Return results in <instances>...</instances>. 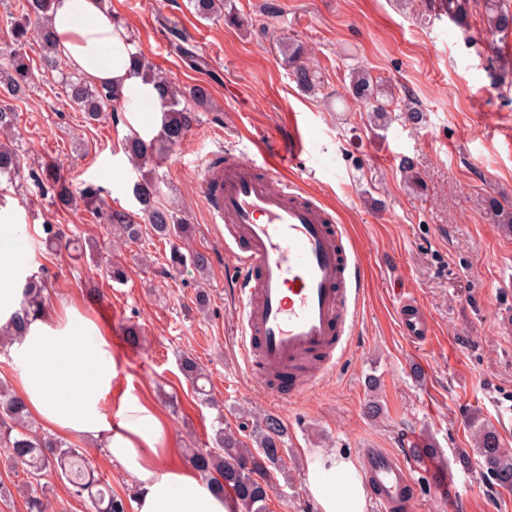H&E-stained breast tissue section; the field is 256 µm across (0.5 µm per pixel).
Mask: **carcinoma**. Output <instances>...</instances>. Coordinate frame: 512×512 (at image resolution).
<instances>
[{"instance_id":"cac0c4a2","label":"carcinoma","mask_w":512,"mask_h":512,"mask_svg":"<svg viewBox=\"0 0 512 512\" xmlns=\"http://www.w3.org/2000/svg\"><path fill=\"white\" fill-rule=\"evenodd\" d=\"M53 0H25L22 9L25 15L35 16L38 26L32 30L27 21H14L10 26V36L14 45L23 47L32 38H37L44 50V63L56 68L60 61L53 53V38L49 28V11ZM197 15L204 19L224 15L238 24L241 22L232 0H194ZM488 28L503 36L512 33V4L508 0H483ZM444 13L460 29L470 25V0H446ZM133 65L141 74L158 83L168 103L164 113V123L157 139L146 143L137 136L126 141V153L133 168L140 173V180L134 184V195L141 206L144 222L161 239L183 240L189 237L191 228L177 213L155 204L159 189L156 169L167 152L183 143L193 126L198 122L197 109H209V90L201 85L189 92L177 88L168 79L154 71L152 63L141 53L133 55ZM294 82L305 91L315 90L319 77L311 66L302 63L294 66ZM30 70L24 56L16 53L5 66L0 65V86L13 94H21L29 89ZM65 92L89 121H98L108 105L120 103V94L109 87H92L80 78L63 80ZM348 93L357 101L375 102L372 111L382 117L395 111L389 88L365 70H356L350 75ZM190 98L195 105L191 109L182 105V99ZM20 172V160L16 149L8 142L0 141V178L13 181ZM42 185L53 192L58 202L65 206L70 203L71 191L62 179L58 167L49 165L36 177ZM110 233L121 242H135L141 237L142 225L138 224L124 210H111L106 215ZM45 246L51 251L70 248L71 240L54 228L45 226ZM171 266L180 268L191 266L197 274H204L209 268L208 257L197 251L186 253L176 249L170 259ZM48 291L45 279L34 273L26 276L22 290L19 311L0 326V353L11 347L21 335L29 320L38 317L45 305V292ZM183 375L191 381L195 393L201 401L211 405L209 391L200 381L207 379L199 364L190 357L181 359ZM212 443L189 449L188 461L202 474L217 482L221 490H229L237 501L241 512H267L269 483L267 475L281 472L285 462L283 451L286 447L287 431L281 420L265 415L255 419L251 443L241 439L239 431L224 426L223 410L215 417ZM479 456L478 463L484 473L492 476L503 488L512 490V455L501 449L499 436L495 430L480 426L476 432ZM0 461L12 469L19 468L26 476L19 489L27 490L26 512H47L48 499L39 492L41 479L47 472H58L69 484L72 497L83 501L90 512H127L124 498L112 492L109 485L99 486L91 478L93 468L85 452L63 439L43 431L31 420L27 407L19 395L4 381H0Z\"/></svg>"}]
</instances>
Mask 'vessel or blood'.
<instances>
[{
	"label": "vessel or blood",
	"mask_w": 512,
	"mask_h": 512,
	"mask_svg": "<svg viewBox=\"0 0 512 512\" xmlns=\"http://www.w3.org/2000/svg\"><path fill=\"white\" fill-rule=\"evenodd\" d=\"M290 150H269L264 166L235 153L205 166L200 181L211 223L223 226L234 256L231 299L241 312L248 377L277 396H297L331 373L353 342L365 291L357 253L325 204L282 180L305 152L300 133ZM401 336L425 344L431 317L410 292L395 313ZM376 512H418L420 489L404 461L385 448L361 455Z\"/></svg>",
	"instance_id": "vessel-or-blood-1"
}]
</instances>
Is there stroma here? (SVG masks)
I'll return each mask as SVG.
<instances>
[{
	"instance_id": "1",
	"label": "stroma",
	"mask_w": 512,
	"mask_h": 512,
	"mask_svg": "<svg viewBox=\"0 0 512 512\" xmlns=\"http://www.w3.org/2000/svg\"><path fill=\"white\" fill-rule=\"evenodd\" d=\"M110 2L157 71L182 88L206 86L215 104L158 170L157 203L181 210L190 249L210 258L206 274L170 268L175 240L148 231L113 250L127 272L120 284L89 256L40 248L47 224L104 246L110 236L102 213L78 198L57 207L26 175L20 187L0 185V208L24 227L25 257L47 277L48 299L77 306L112 334L116 389L157 409L181 454L209 441L216 414L231 427L279 417L288 428L287 472L271 482V512H320L307 492L310 463L333 451L356 464L363 448L408 458L422 512H512V491L458 462L483 423L512 451V334L497 331L502 312H512V290L498 286L512 273V235L486 205L494 198L512 209V74L498 69L499 59L512 58V35L492 34L479 9L461 30L435 0H234L243 28L198 17L189 0ZM288 35L320 73L314 92L291 77L281 44ZM22 53L32 75L30 91L12 102L22 170L54 162L72 188L104 187L106 207L138 212L122 112L87 121L63 92L60 72L44 68L40 41ZM357 67L381 77L399 107L421 109L424 122L380 123L345 92ZM294 126L306 150L288 176L334 210L366 288L350 354L307 392L279 400L243 372L238 311L224 292L233 257L199 180L219 147L259 163L258 143L287 138ZM406 158L419 187L400 167ZM402 288L431 316L428 345H410L395 328ZM122 324L139 329L140 346L116 340ZM184 354L208 375L213 405L181 373ZM372 397L383 406L375 418L363 410ZM428 444L436 457H413Z\"/></svg>"
}]
</instances>
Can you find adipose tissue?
Segmentation results:
<instances>
[{"label": "adipose tissue", "instance_id": "adipose-tissue-1", "mask_svg": "<svg viewBox=\"0 0 512 512\" xmlns=\"http://www.w3.org/2000/svg\"><path fill=\"white\" fill-rule=\"evenodd\" d=\"M49 25L54 52L67 68L99 86L118 89L124 136L158 134L166 110L159 87L131 63L127 28L102 0H54ZM25 263L0 248V324L18 309ZM16 393L31 415L63 438L102 443L112 463L137 481L134 512H235L232 499L176 459L163 416L120 398L108 412L118 375L107 331L75 306L50 305L11 348ZM308 492L321 512H365L366 490L351 462L326 454L309 467Z\"/></svg>", "mask_w": 512, "mask_h": 512}]
</instances>
